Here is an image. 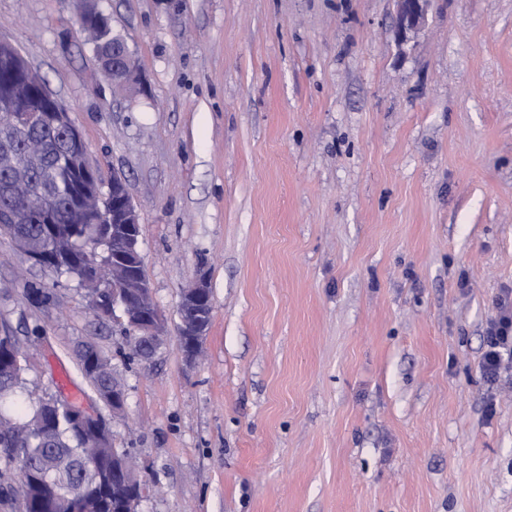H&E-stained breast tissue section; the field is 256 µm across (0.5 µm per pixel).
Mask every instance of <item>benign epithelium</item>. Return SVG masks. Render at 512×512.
Returning a JSON list of instances; mask_svg holds the SVG:
<instances>
[{
  "label": "benign epithelium",
  "mask_w": 512,
  "mask_h": 512,
  "mask_svg": "<svg viewBox=\"0 0 512 512\" xmlns=\"http://www.w3.org/2000/svg\"><path fill=\"white\" fill-rule=\"evenodd\" d=\"M398 36L406 41L424 26L431 0H395ZM63 127L73 140L81 141V134L71 119L69 110L56 97L49 95L37 109H27L12 104L8 99L0 103V156L3 162L10 159V143L15 134L29 128ZM73 163L78 168L77 178L70 192L73 203L83 204L88 197L96 202L88 223L101 230L112 226V236L119 240L120 247L112 250V305L118 307L120 320L130 336L151 337L152 353H157L167 337V320L158 309L149 280L137 274H128L129 269H138L143 262L140 250V222L121 177L112 176V186L102 193L97 168L90 164L87 150L75 154ZM213 303L206 274H199L180 296L176 335L180 340L183 357L187 365H193L201 356L203 340L211 318ZM75 425L82 429L89 424H99L97 440L113 443L112 434L101 416L91 407L81 405L72 411ZM112 465L130 476V494L125 499L124 512H138L142 494L140 471L134 455L129 450L112 451Z\"/></svg>",
  "instance_id": "7a95c632"
}]
</instances>
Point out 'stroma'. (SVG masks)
Instances as JSON below:
<instances>
[{
	"instance_id": "stroma-1",
	"label": "stroma",
	"mask_w": 512,
	"mask_h": 512,
	"mask_svg": "<svg viewBox=\"0 0 512 512\" xmlns=\"http://www.w3.org/2000/svg\"><path fill=\"white\" fill-rule=\"evenodd\" d=\"M98 4L134 92L77 0H0V37L125 178L168 325L200 272L212 319L194 365L172 335L128 359L76 279L0 238V327L33 344L14 402L66 369L137 458L139 512H512V367L480 370L512 289V0H432L406 43L394 0ZM93 28V33L86 36V38L93 45L99 60L101 59V65L106 76L116 87L122 90H132L133 84L127 78L126 71L120 66L121 61L117 60L124 50L123 42L125 40L114 34L110 25L107 27L94 24ZM75 357L83 377L99 398L112 407L113 413L120 412L126 399V390L121 382L122 395L112 394V388L120 386V381L116 378L109 360L91 343L78 345Z\"/></svg>"
}]
</instances>
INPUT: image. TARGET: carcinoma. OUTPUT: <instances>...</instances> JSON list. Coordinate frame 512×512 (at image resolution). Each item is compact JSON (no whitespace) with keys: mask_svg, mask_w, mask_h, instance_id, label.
I'll use <instances>...</instances> for the list:
<instances>
[{"mask_svg":"<svg viewBox=\"0 0 512 512\" xmlns=\"http://www.w3.org/2000/svg\"><path fill=\"white\" fill-rule=\"evenodd\" d=\"M87 40L93 45L102 68L113 84L132 90L133 84L120 66L118 57L124 39L110 26H94ZM69 143L60 133L31 130L14 146L18 159L15 168L0 167V236L22 244L32 254L49 250L48 234L73 239L77 255L64 259L56 271L74 275L87 297L98 298L107 317L112 311V295L104 284L112 283V244L95 239L91 225L77 224L69 214L64 190L66 175L57 165ZM45 185L56 192L59 223L48 228L40 222L41 199L34 190ZM75 357L83 377L107 405H112V389L120 385L111 363L91 343H82ZM26 358L19 360L5 348L0 350V403L22 384ZM89 441L73 424L70 416L56 413L41 403L29 415L24 409H0V473L18 478L16 487L7 486L3 494L16 492L21 512H42L51 501L53 512H73L71 503L97 484L104 472H112V449L88 451ZM124 486L121 477L106 478L96 499L94 512H115Z\"/></svg>","mask_w":512,"mask_h":512,"instance_id":"obj_1","label":"carcinoma"}]
</instances>
